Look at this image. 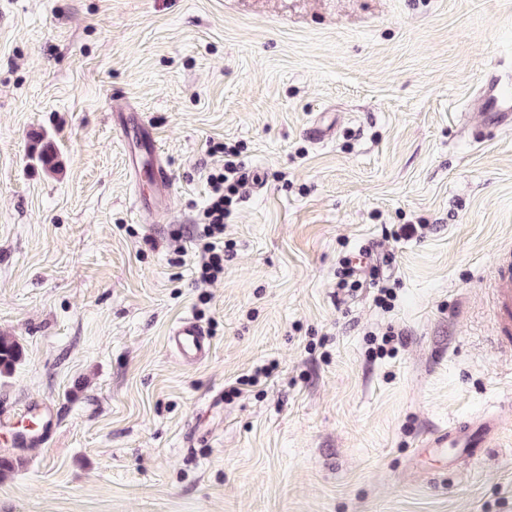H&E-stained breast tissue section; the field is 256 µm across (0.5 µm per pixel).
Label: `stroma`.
<instances>
[{
    "instance_id": "35a3bbf8",
    "label": "stroma",
    "mask_w": 512,
    "mask_h": 512,
    "mask_svg": "<svg viewBox=\"0 0 512 512\" xmlns=\"http://www.w3.org/2000/svg\"><path fill=\"white\" fill-rule=\"evenodd\" d=\"M510 50L512 0H0V408L58 419L36 448L0 429V512H512V131L468 113ZM121 112L170 210L137 206ZM224 144L243 187L205 282ZM364 247L391 264L339 291ZM185 317L203 363L166 344ZM483 413L497 447L415 455ZM152 182L157 190L155 198L156 208L167 205V197L171 194V174L162 162L156 160L152 169ZM495 293L496 313L494 318V332L501 342L507 340V346L511 347L512 340L508 336L512 334V253L501 254L496 262L493 282ZM167 346L184 362H201L211 352V340L206 330L191 318H182L167 335Z\"/></svg>"
}]
</instances>
